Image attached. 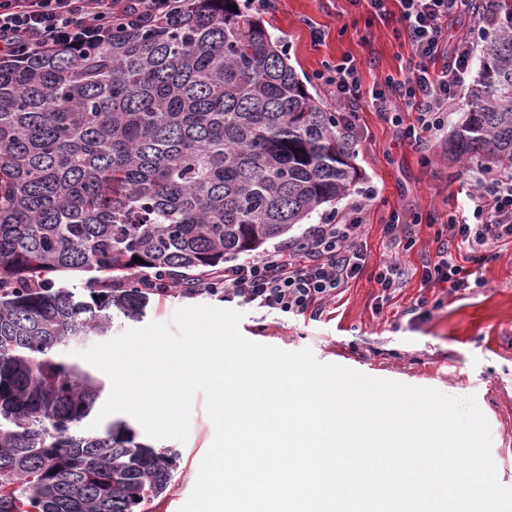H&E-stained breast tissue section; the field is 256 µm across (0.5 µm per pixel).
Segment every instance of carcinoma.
<instances>
[{
    "label": "carcinoma",
    "mask_w": 512,
    "mask_h": 512,
    "mask_svg": "<svg viewBox=\"0 0 512 512\" xmlns=\"http://www.w3.org/2000/svg\"><path fill=\"white\" fill-rule=\"evenodd\" d=\"M491 11L448 152L510 170L512 0ZM354 157L248 0L0 61V512H144L165 493L178 453L121 421L81 432L105 385L55 348L288 233L350 190ZM69 272L89 300L56 284Z\"/></svg>",
    "instance_id": "1"
}]
</instances>
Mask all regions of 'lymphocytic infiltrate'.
Returning <instances> with one entry per match:
<instances>
[{"label":"lymphocytic infiltrate","mask_w":512,"mask_h":512,"mask_svg":"<svg viewBox=\"0 0 512 512\" xmlns=\"http://www.w3.org/2000/svg\"><path fill=\"white\" fill-rule=\"evenodd\" d=\"M94 12L84 10V0H0V58L22 61L31 55L76 49L85 51L112 38V19L124 16L151 21L172 13L179 0H95ZM470 0H398L400 22L412 56L403 80L388 81L373 90L372 107L392 123L413 111L414 123L403 135L420 142L423 133L440 130L450 101L459 98L470 70L474 40L464 36L445 43L454 17ZM443 59L440 69L430 62ZM343 105L336 123L347 135L356 132V107L363 94L353 60L329 66L321 74ZM353 201L342 218L327 217L310 225L291 252L273 250L226 266L214 275L212 287L223 289L225 300H239L272 312L320 314L349 280L367 265L361 227L366 202ZM468 215L449 217L437 236L435 261L425 263L421 285L448 286L458 292L469 288L476 267L489 261L495 244L512 241V175L486 176L468 194Z\"/></svg>","instance_id":"lymphocytic-infiltrate-1"}]
</instances>
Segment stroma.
<instances>
[{"label": "stroma", "mask_w": 512, "mask_h": 512, "mask_svg": "<svg viewBox=\"0 0 512 512\" xmlns=\"http://www.w3.org/2000/svg\"><path fill=\"white\" fill-rule=\"evenodd\" d=\"M273 38L287 51L288 63L310 95L325 109L337 105L318 79L325 66L345 58L358 68L366 96L357 108L353 142L360 178L347 196L320 207L310 222L344 213L361 191L374 188L364 214L362 238L368 265L349 281L322 315L269 314L243 306L240 333L248 340L286 351L310 349L323 363L342 365L368 376L411 386L434 388L453 397H474L491 430V455L502 485L512 488V243L495 246L496 258L482 265L476 286L459 292L425 289L420 270L436 257V238L450 211L462 201L470 184V166L448 157V139L460 125L476 87L482 54L474 52L460 97L448 105V125L430 138L428 148L403 140L398 127L372 108L367 96L389 78H402L412 55L405 38L395 33L396 21L368 15L351 0H275L256 12ZM402 214L414 241L411 249L395 250L384 230L392 213ZM398 258L406 271L400 288L385 303L374 278L378 265ZM433 302L421 315L420 300ZM224 307L223 299L200 290L192 294L152 296L144 323H171L183 307ZM139 441L172 448L180 459L166 492L150 512H179L195 485L214 427L204 394H195L186 441L148 440L137 420H130Z\"/></svg>", "instance_id": "obj_1"}]
</instances>
